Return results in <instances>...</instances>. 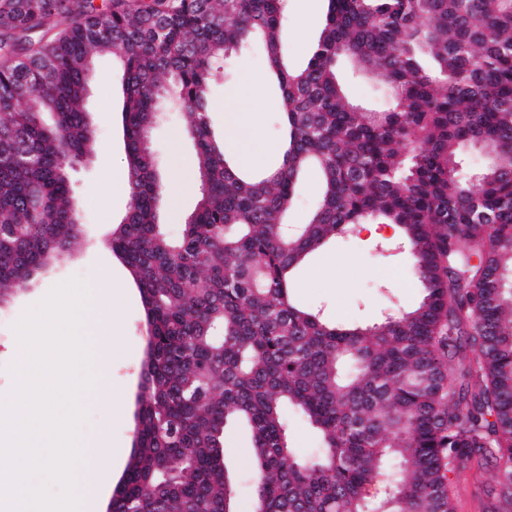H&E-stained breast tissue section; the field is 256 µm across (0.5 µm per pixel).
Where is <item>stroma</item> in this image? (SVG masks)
I'll return each mask as SVG.
<instances>
[{
	"mask_svg": "<svg viewBox=\"0 0 512 512\" xmlns=\"http://www.w3.org/2000/svg\"><path fill=\"white\" fill-rule=\"evenodd\" d=\"M326 9V0H285L287 23L282 39L293 65L307 63L325 24ZM263 70L264 61L258 51L233 60L226 82L215 85L211 92L212 124L216 130L224 128L225 100L234 94L250 98L251 79ZM119 79L111 57H99L87 99L96 133V153L90 160L76 165L70 176L82 222L78 245L32 279L25 289L0 304V394H3L13 385L10 368L17 362L15 352L20 347L14 326L31 310L36 299L70 280L89 285L105 275L122 297L119 322L112 330L113 357L109 373L113 382L125 389L123 402L115 411L97 402H87V416L80 427V436L91 443L101 431H109L113 446L122 448L123 454L105 478L91 512H106L112 491L133 452L141 366L149 336L140 292L128 268L106 245L113 224L122 219L129 202L128 194L105 189L106 172L126 169ZM253 110L266 149L265 162L273 164L279 152V102L264 90ZM182 123L180 112H171L167 123L153 131L152 138L161 173L169 179L180 177L189 182L195 154L192 146L180 138ZM196 197L197 187L189 182L188 187L177 194L173 205L166 208L163 225L171 236L180 234L182 216L194 207ZM293 294L303 307L319 308L336 322L363 327L412 310L422 299L412 276L407 249L399 248L394 242L371 240L361 228L336 238L303 265L296 275ZM224 456L227 466L237 476L238 512H253V460L245 432L236 428L226 430Z\"/></svg>",
	"mask_w": 512,
	"mask_h": 512,
	"instance_id": "stroma-1",
	"label": "stroma"
}]
</instances>
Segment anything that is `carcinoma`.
<instances>
[{
    "instance_id": "carcinoma-1",
    "label": "carcinoma",
    "mask_w": 512,
    "mask_h": 512,
    "mask_svg": "<svg viewBox=\"0 0 512 512\" xmlns=\"http://www.w3.org/2000/svg\"><path fill=\"white\" fill-rule=\"evenodd\" d=\"M327 2L297 67L284 0H0V301L78 239L68 171L96 149L90 71L101 53L120 63L130 200L108 244L151 341L113 512H237L233 423L250 432L254 512H457L475 464L512 504V0ZM256 46L282 117L281 160L260 174L210 119L226 61ZM344 60L388 108L349 99ZM165 103L198 158L177 237L148 138ZM468 147L489 161L472 167ZM312 169L315 207L290 224ZM359 224L398 228L423 292L365 328L291 298L293 271ZM290 409L317 430L310 458L289 446Z\"/></svg>"
}]
</instances>
